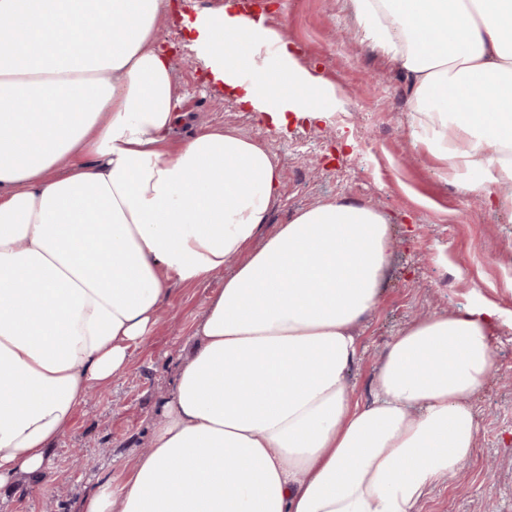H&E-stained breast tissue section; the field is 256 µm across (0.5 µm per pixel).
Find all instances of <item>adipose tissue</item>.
Wrapping results in <instances>:
<instances>
[{
    "instance_id": "ef3b65f1",
    "label": "adipose tissue",
    "mask_w": 512,
    "mask_h": 512,
    "mask_svg": "<svg viewBox=\"0 0 512 512\" xmlns=\"http://www.w3.org/2000/svg\"><path fill=\"white\" fill-rule=\"evenodd\" d=\"M349 6L405 72L428 118L417 142L512 213V0ZM168 7L0 0V485L41 469L88 392L125 371L170 280L221 270L147 450L84 512H417L475 451L471 398L501 312L474 301L411 324L374 401H355V327L379 301L390 222L339 198L263 232L280 196L274 153L223 127L171 146L182 97L157 44ZM187 27L251 111L279 126L335 112L322 78L229 2ZM451 87L495 106L456 111Z\"/></svg>"
}]
</instances>
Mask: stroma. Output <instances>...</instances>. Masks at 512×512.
<instances>
[{
  "label": "stroma",
  "mask_w": 512,
  "mask_h": 512,
  "mask_svg": "<svg viewBox=\"0 0 512 512\" xmlns=\"http://www.w3.org/2000/svg\"><path fill=\"white\" fill-rule=\"evenodd\" d=\"M225 0H173L158 28L168 48L187 117L171 135L179 144L202 127H232L274 151L281 197L271 224L295 211L344 197L389 216L392 260L378 304L358 324L361 358L352 394L374 399L373 377L399 331L419 319L452 313L481 295L506 318L495 332L488 382L474 396L478 423L473 456L421 501L419 512H512V217L476 202L454 172L417 143L425 124L412 111L403 71L362 42L347 0H276L265 24L301 64L336 94L331 123L268 116L237 103L197 59L183 17L223 8ZM223 273L187 285L171 281L167 303L126 370L92 390L41 473L0 487V512H79L83 497L105 484L120 487L148 426L171 392L178 361Z\"/></svg>",
  "instance_id": "obj_1"
}]
</instances>
